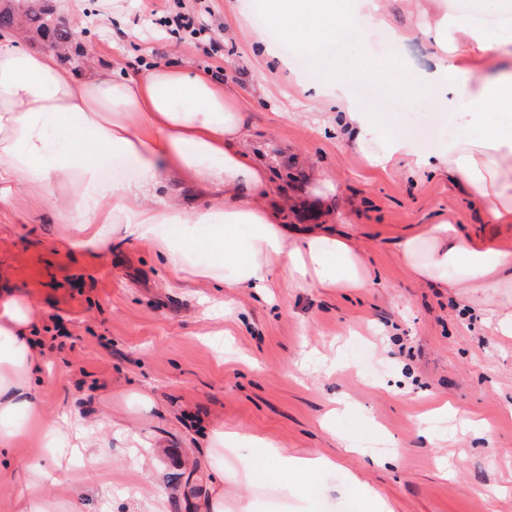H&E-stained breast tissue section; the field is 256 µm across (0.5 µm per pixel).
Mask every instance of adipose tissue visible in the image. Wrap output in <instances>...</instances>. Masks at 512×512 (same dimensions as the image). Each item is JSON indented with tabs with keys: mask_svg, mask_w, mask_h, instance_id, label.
Returning a JSON list of instances; mask_svg holds the SVG:
<instances>
[{
	"mask_svg": "<svg viewBox=\"0 0 512 512\" xmlns=\"http://www.w3.org/2000/svg\"><path fill=\"white\" fill-rule=\"evenodd\" d=\"M267 27L296 53L311 54L319 40L336 33V14L367 12L375 27L403 43L407 31L389 26L385 0H265ZM430 64L403 66L400 92L422 86L439 90L449 112L479 127L475 138L448 140L431 153L416 152L405 138L380 137L377 113L356 106L350 80L326 73V96L316 108L336 107L350 145L376 168L406 158L418 172L439 173L479 204L486 223L512 222V40L490 38L483 27L439 14L425 29ZM470 101L471 111L461 109ZM252 121L228 88L204 71L189 72L176 58L137 74L114 66L75 71L54 51L36 52L15 38L0 43V204L27 188L49 203L64 223L75 225L79 249L102 251L115 240L146 244L165 256L173 274L222 282L227 290L263 294L280 274L292 288L371 285L361 251L346 236L323 227L296 231L259 195L269 173L250 151ZM135 159L142 171L129 184H103L99 170L111 158ZM201 190L203 204L159 200L171 177ZM399 259L417 279L446 288L477 310L491 309L495 331L512 335V246H492L446 218L423 225L398 244ZM32 310L0 289V450L22 438H42L47 451L89 446V431L67 415L46 418L37 390ZM246 441L261 450L269 471L282 479L307 478L331 467L324 456L284 454L271 440L212 429L209 446L221 476L255 467L238 463ZM46 475L32 468L21 488L24 512H82L45 492Z\"/></svg>",
	"mask_w": 512,
	"mask_h": 512,
	"instance_id": "adipose-tissue-1",
	"label": "adipose tissue"
}]
</instances>
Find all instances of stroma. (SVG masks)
I'll return each instance as SVG.
<instances>
[{"label": "stroma", "mask_w": 512, "mask_h": 512, "mask_svg": "<svg viewBox=\"0 0 512 512\" xmlns=\"http://www.w3.org/2000/svg\"><path fill=\"white\" fill-rule=\"evenodd\" d=\"M208 4L211 43L139 20L136 0H124L117 17L106 0H79L68 12L50 0L56 17L80 33L82 54L72 64L118 56L132 71L175 54L190 69L222 67L251 114L250 147L270 171L265 205L289 225L321 224L353 239L372 284L299 289L281 276L267 297L248 288L228 294L217 283L172 275L144 244L71 248L73 225L16 189L12 206L0 208V284L32 309L48 416L65 412L97 431L90 453L62 470L35 437L0 453L8 471L0 512H22L17 490L29 466L50 471L49 496L65 500L71 476L92 463L98 474L81 491L83 512H129L133 501L159 495L169 512H202L213 479L203 436L218 425L268 437L291 456L336 463L307 482L225 481V512H290L295 502L304 512H373L363 486L390 512H512V336L495 335L485 314L416 280L397 257L402 237L440 216L492 244L512 242V224L486 223L446 177L415 176L408 160L369 167L329 112L290 81L293 71L312 81L337 63L363 64L364 19L311 55L283 43L273 59L255 40L263 13L228 35V0ZM353 94L379 110L383 131L410 137L422 153L480 133L429 89L380 99L374 84L359 82ZM132 392L150 396L151 407L131 403ZM341 400L350 412L338 438L321 419ZM434 400L467 411L469 424L416 425L414 414ZM134 434L160 449L159 467H138L127 450ZM131 470L134 482L113 481Z\"/></svg>", "instance_id": "obj_1"}]
</instances>
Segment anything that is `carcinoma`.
<instances>
[{
	"label": "carcinoma",
	"mask_w": 512,
	"mask_h": 512,
	"mask_svg": "<svg viewBox=\"0 0 512 512\" xmlns=\"http://www.w3.org/2000/svg\"><path fill=\"white\" fill-rule=\"evenodd\" d=\"M14 2L16 0H0V35L26 25L55 47H67L78 38L77 32L54 17L53 10L45 5V0H22L21 9L15 7Z\"/></svg>",
	"instance_id": "1"
}]
</instances>
